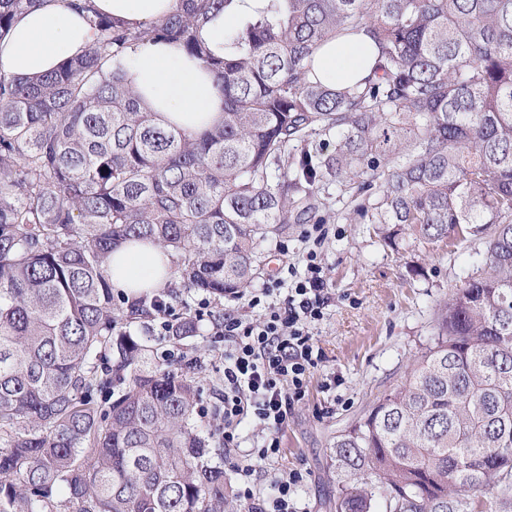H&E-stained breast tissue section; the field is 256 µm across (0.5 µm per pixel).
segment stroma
Here are the masks:
<instances>
[{
  "instance_id": "obj_1",
  "label": "stroma",
  "mask_w": 512,
  "mask_h": 512,
  "mask_svg": "<svg viewBox=\"0 0 512 512\" xmlns=\"http://www.w3.org/2000/svg\"><path fill=\"white\" fill-rule=\"evenodd\" d=\"M327 237L317 246L326 268L330 295L322 321L313 332L325 353L303 400L296 404L281 437L278 458L260 466V486L268 475L298 470L306 481L298 498L305 512H332L336 482L330 470L329 447L346 423L379 392L397 387L409 359L432 344L434 314L450 291L484 270L485 247L471 241L451 246L406 242L392 249L375 235L372 225L351 221L348 191L324 184ZM302 227L289 225L284 234L258 249L261 288L279 269L304 268L309 248ZM241 297L211 303L199 323V334L180 343L162 341L158 354L176 368H188L202 389L203 405H211L223 386L224 344L213 337L217 320L241 308ZM340 377L336 390H326L327 376Z\"/></svg>"
}]
</instances>
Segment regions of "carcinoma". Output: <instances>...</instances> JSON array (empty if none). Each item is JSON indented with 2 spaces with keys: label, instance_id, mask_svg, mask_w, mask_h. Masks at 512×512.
I'll return each mask as SVG.
<instances>
[{
  "label": "carcinoma",
  "instance_id": "cac0c4a2",
  "mask_svg": "<svg viewBox=\"0 0 512 512\" xmlns=\"http://www.w3.org/2000/svg\"><path fill=\"white\" fill-rule=\"evenodd\" d=\"M43 2L0 0V38ZM235 2L179 0L132 29L84 0L83 55L36 79L0 74V512H247L200 424V386L157 358L166 294L114 296L110 256L155 242L187 291L234 296L258 246L325 223L327 178L357 185L353 220L393 247L485 244L483 273L450 294L405 381L334 437V512L378 499L384 512H506L512 0H253L217 56L199 31ZM361 31L377 49L366 77L345 90L309 79L321 45ZM145 40L202 62L221 123H158L119 62ZM314 136L335 137L334 152ZM197 332L189 316L168 339Z\"/></svg>",
  "mask_w": 512,
  "mask_h": 512
}]
</instances>
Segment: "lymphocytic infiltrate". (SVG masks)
<instances>
[{
  "mask_svg": "<svg viewBox=\"0 0 512 512\" xmlns=\"http://www.w3.org/2000/svg\"><path fill=\"white\" fill-rule=\"evenodd\" d=\"M326 235L321 224L308 225L301 233L315 247ZM315 247L306 254L304 270L288 268L286 276L251 294L249 313H225L215 328L224 339L220 433L225 451L238 452L244 420L262 428L260 443L235 464L236 494L249 512H299L297 494L305 474L292 470L276 476L275 494L269 497L256 488L255 463L279 455L288 418L304 398L311 372L325 359L311 330L329 300L327 276Z\"/></svg>",
  "mask_w": 512,
  "mask_h": 512,
  "instance_id": "f902f5d3",
  "label": "lymphocytic infiltrate"
}]
</instances>
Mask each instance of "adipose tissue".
I'll use <instances>...</instances> for the list:
<instances>
[{
  "instance_id": "1",
  "label": "adipose tissue",
  "mask_w": 512,
  "mask_h": 512,
  "mask_svg": "<svg viewBox=\"0 0 512 512\" xmlns=\"http://www.w3.org/2000/svg\"><path fill=\"white\" fill-rule=\"evenodd\" d=\"M102 14L131 28L156 22L176 7V0H94ZM95 39L84 12L72 0H45L40 7L15 17L0 38V72L36 78L64 60L81 55ZM376 49L361 33L324 43L313 59V78L341 89L370 71ZM129 82L161 123L194 134L221 122L218 92L203 64L177 47L144 41L128 49ZM111 285L115 293L161 288L171 282L170 255L160 246L127 241L111 257Z\"/></svg>"
}]
</instances>
